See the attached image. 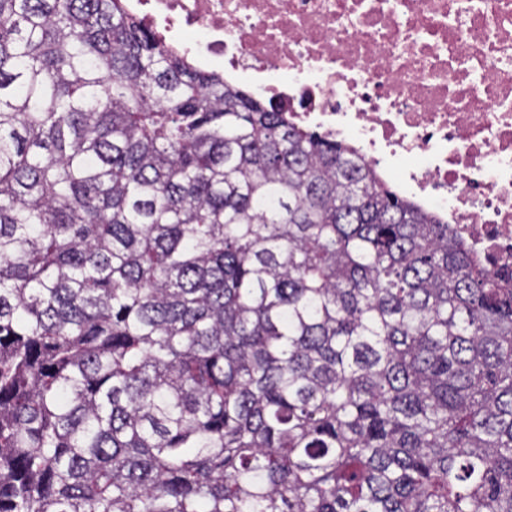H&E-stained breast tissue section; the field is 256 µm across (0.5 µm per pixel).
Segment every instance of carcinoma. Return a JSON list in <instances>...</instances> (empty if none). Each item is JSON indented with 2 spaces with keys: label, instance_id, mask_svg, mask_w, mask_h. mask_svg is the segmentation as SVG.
I'll use <instances>...</instances> for the list:
<instances>
[{
  "label": "carcinoma",
  "instance_id": "1",
  "mask_svg": "<svg viewBox=\"0 0 512 512\" xmlns=\"http://www.w3.org/2000/svg\"><path fill=\"white\" fill-rule=\"evenodd\" d=\"M0 512H512V285L122 0H0Z\"/></svg>",
  "mask_w": 512,
  "mask_h": 512
}]
</instances>
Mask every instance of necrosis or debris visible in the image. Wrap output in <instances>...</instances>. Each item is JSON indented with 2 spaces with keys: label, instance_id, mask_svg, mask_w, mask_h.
Masks as SVG:
<instances>
[{
  "label": "necrosis or debris",
  "instance_id": "4bbe7bcc",
  "mask_svg": "<svg viewBox=\"0 0 512 512\" xmlns=\"http://www.w3.org/2000/svg\"><path fill=\"white\" fill-rule=\"evenodd\" d=\"M512 273V0H124Z\"/></svg>",
  "mask_w": 512,
  "mask_h": 512
}]
</instances>
